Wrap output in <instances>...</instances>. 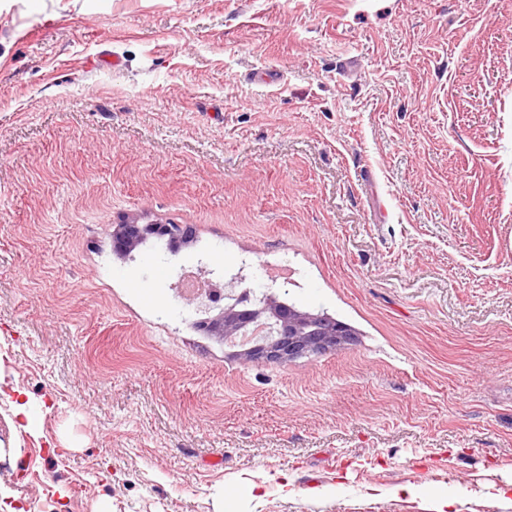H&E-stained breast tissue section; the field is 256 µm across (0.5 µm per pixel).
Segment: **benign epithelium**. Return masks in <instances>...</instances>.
Returning a JSON list of instances; mask_svg holds the SVG:
<instances>
[{
	"label": "benign epithelium",
	"instance_id": "7a95c632",
	"mask_svg": "<svg viewBox=\"0 0 512 512\" xmlns=\"http://www.w3.org/2000/svg\"><path fill=\"white\" fill-rule=\"evenodd\" d=\"M113 235L121 242L119 259L132 261L133 251L147 238H165L171 252L177 253L192 242L191 233L184 224L142 223L137 219L115 225ZM226 302L215 306L217 314L202 322L207 334L224 340L239 336L251 322L261 323L271 317L278 319V335L256 341L236 353L243 363H274L286 365L296 359L339 351L353 342L351 327L324 312L312 313L296 309L271 293L266 294L263 304L252 305L247 293H227Z\"/></svg>",
	"mask_w": 512,
	"mask_h": 512
}]
</instances>
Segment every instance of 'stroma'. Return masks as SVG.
Listing matches in <instances>:
<instances>
[{
	"instance_id": "35a3bbf8",
	"label": "stroma",
	"mask_w": 512,
	"mask_h": 512,
	"mask_svg": "<svg viewBox=\"0 0 512 512\" xmlns=\"http://www.w3.org/2000/svg\"><path fill=\"white\" fill-rule=\"evenodd\" d=\"M192 267L355 340L242 364ZM432 489L512 512V0H0V512ZM113 235L121 242L122 248L117 253V256L123 261H134L133 251L149 237L167 239L173 253H178L192 242L191 233L187 225L141 223L137 219L124 220L122 224H116Z\"/></svg>"
}]
</instances>
